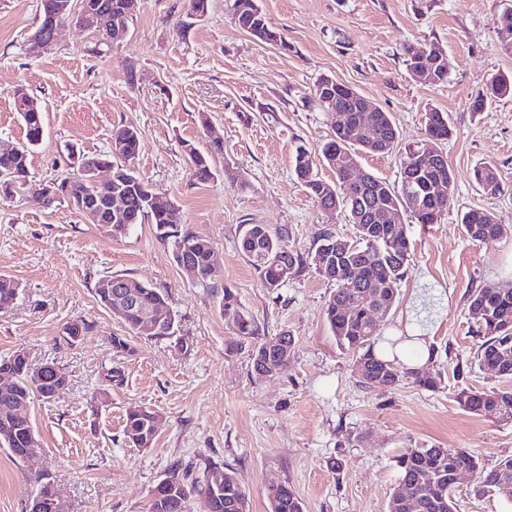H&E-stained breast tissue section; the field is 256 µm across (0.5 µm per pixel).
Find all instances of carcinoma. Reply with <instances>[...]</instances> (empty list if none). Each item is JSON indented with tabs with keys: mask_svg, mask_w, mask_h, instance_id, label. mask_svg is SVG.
I'll list each match as a JSON object with an SVG mask.
<instances>
[{
	"mask_svg": "<svg viewBox=\"0 0 512 512\" xmlns=\"http://www.w3.org/2000/svg\"><path fill=\"white\" fill-rule=\"evenodd\" d=\"M103 5L101 19L92 34L98 42L105 43L109 30L129 29L131 16L122 13V0H98ZM235 23L243 31L260 41L288 48L281 34L273 29L258 0H233ZM508 23L494 21L496 46L506 55H512V8L502 11ZM347 85L329 86L320 79L313 89L319 105L328 111L339 108L354 109L355 103L345 96ZM512 97V75L494 76L486 85V92L475 98L471 111L482 112L493 101ZM15 109L25 126L26 141L19 147L0 153V192L8 194L5 182H11L23 192L35 191L44 195L48 204H65L79 214L98 210L101 222H112L110 234L114 238L128 234L135 224L150 223L156 226L158 237L173 246L177 265L196 268L195 281L207 284L215 273L212 261L215 249L212 242L193 232L170 223L172 202L136 175L131 166L139 154L140 133L132 127H117L112 131L108 151L90 155L95 166L112 170V192L123 196L126 207L119 218L109 219L102 202L93 196L86 177L81 175L56 178L46 184L30 180L31 155L43 138L46 106L37 98L19 88L15 96ZM424 142L405 149L401 165L415 169V179L391 185L376 175L364 173V181L350 185L351 164L359 153L388 154L398 141L397 129L387 112H380L375 121L362 125L353 120L335 130V137L319 148L310 149L304 144L295 147L293 168L297 178L323 209L341 208L347 212L355 228L351 240L339 237L330 230L320 233L317 246L310 255H299L288 244V230L273 229L266 224H247L240 235V250L258 271L261 285L267 288L275 283L284 286L288 277L304 264L314 267L326 280L336 284L325 307L326 322L339 346L356 355L355 373L359 383L367 389L393 388L411 378L421 387L433 388L435 379L411 371L398 360H384L375 356V343L382 336L383 323L376 321L377 309L391 310L399 296V287L406 274L409 257V237L404 224H369L366 217L372 211L387 209L404 210L420 224H437L448 212L455 191V176L448 164L440 160L441 151H430L426 144L440 143L451 135L448 114L437 109L425 112ZM224 151L219 140L201 151L190 141L183 144V152L190 165L194 180L207 183L216 177L214 158ZM328 166L335 174V184L318 176L317 165ZM474 179L480 188L493 194L500 191V182L494 165L484 163L474 169ZM464 232L473 241L490 245L500 241L512 231L499 222L488 210L471 209L461 218ZM288 251V275H283L281 265L274 262L272 254ZM359 277L362 288H347L345 280ZM128 290L135 299L134 309L121 316L130 333H142L143 319L148 315L162 314L165 320L155 338H169L177 327L176 314L167 295L157 288L134 278H126ZM20 284L11 277L0 275V313L14 304ZM224 319L235 333L255 339L251 360L253 365L269 362L275 365V374L288 368V362L278 359L270 350L272 339H257L258 329L253 319L241 311L236 295L224 289L221 301ZM470 310L476 313L477 336L481 338L476 360L479 367L490 369L503 378L512 377V288L488 284L476 290L470 299ZM27 355L17 351L0 359V377L10 379V384L0 389V447L6 448L18 460L25 459L31 451L34 426L27 413L34 396L45 401L68 383L67 375L53 366L45 382L36 386L28 374ZM465 411L493 419L512 421V389H463L454 396ZM155 412L146 406L127 410L123 434L126 442L135 448H149L155 440L152 421ZM467 466L477 474L474 492L478 496L500 495L512 500V491L501 485V475L512 473V458L486 470L478 459L463 448H408L395 457L400 480L388 503V512H454V490L448 486V465ZM168 485L151 494L148 512H182L183 502L190 497L199 498L204 512H243L249 508V498L234 473H224V484L212 487L206 477H195L191 467L180 464L168 473ZM35 492L40 496L45 512H53L59 503L54 484L46 477L35 479ZM269 512H302L296 494L287 484L269 483L266 488Z\"/></svg>",
	"mask_w": 512,
	"mask_h": 512,
	"instance_id": "cac0c4a2",
	"label": "carcinoma"
}]
</instances>
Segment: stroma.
<instances>
[{
    "instance_id": "1",
    "label": "stroma",
    "mask_w": 512,
    "mask_h": 512,
    "mask_svg": "<svg viewBox=\"0 0 512 512\" xmlns=\"http://www.w3.org/2000/svg\"><path fill=\"white\" fill-rule=\"evenodd\" d=\"M37 4L0 0V150L25 139L14 108L19 87L47 107L31 157L35 182L73 171L69 145L102 153L114 128L138 129L137 174L172 202L174 223L213 243L218 263L204 287L183 273L154 225L115 239L32 194L0 201V274L21 285L13 309L0 315V357L21 350L31 365L55 362L69 378L55 399L30 406L36 453L18 460L0 447V512H28L38 475L54 483L67 512H148L152 489L187 462L233 470L250 512H268L271 480L288 484L303 512H388L398 481L393 458L405 448H463L488 470L512 457V421L469 413L454 400L463 389L504 384L476 362L469 305L485 285L512 284V235L487 246L470 240L460 219L481 208L512 226V98L470 109L492 76L512 73V55L498 51L493 32L505 0H260L284 50L241 30L232 0H210L201 17L191 16L189 0H138L120 44L89 52L90 34L69 24L54 50L33 56ZM433 43L448 58L439 85L414 80L404 65V47ZM324 76L391 114L397 148L360 154L358 163L392 184L406 147L425 137L426 110L448 114L453 133L440 149L455 175L454 198L437 224L401 214L411 254L383 326L390 338L424 336L433 357L419 371L436 377V388L409 379L393 389L361 387L353 353L325 322L334 284L306 265L282 288H262L239 249L244 224L287 229L304 255L323 230L354 235L346 212L321 210L293 170L295 144L315 148L335 136L332 113L312 93ZM216 137L224 142L217 168L236 169L242 186L220 176L193 181L182 142L203 150ZM483 162L497 168V194L473 178ZM107 275L167 291L175 335H128L96 295ZM226 287L260 336L292 337L285 373L256 375L251 339L221 313ZM74 321L86 325L75 341L65 332ZM116 336L126 350L113 347ZM113 369L121 372L115 381ZM136 405L159 417L152 447L129 446L123 436ZM474 483L471 474L457 483L455 512H512L501 496H474Z\"/></svg>"
}]
</instances>
